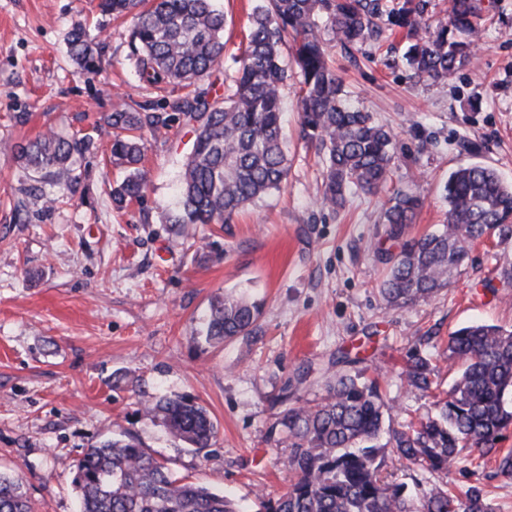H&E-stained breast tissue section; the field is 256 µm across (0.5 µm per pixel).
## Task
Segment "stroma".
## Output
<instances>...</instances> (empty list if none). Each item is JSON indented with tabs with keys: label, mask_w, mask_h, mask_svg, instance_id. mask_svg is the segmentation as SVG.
<instances>
[{
	"label": "stroma",
	"mask_w": 512,
	"mask_h": 512,
	"mask_svg": "<svg viewBox=\"0 0 512 512\" xmlns=\"http://www.w3.org/2000/svg\"><path fill=\"white\" fill-rule=\"evenodd\" d=\"M258 0H217L224 13V69L233 71ZM98 0H0V471L19 476L34 512H79L73 487L84 452L135 436L175 476L257 505L286 492L288 451L269 440L282 405L320 402L338 375L380 374L400 427L432 410V394L401 377L412 354L431 358L440 390L456 329L486 323L512 330V236L475 244L432 299L390 308L380 292L386 259L398 252L384 222L396 190L423 200L412 237L441 228L449 173L480 163L512 184V0H493L472 66L447 82L413 78L405 39L384 32L348 47L328 42L330 64L361 109L396 134L384 192L351 193L345 208L321 207L323 164L300 135L299 74L284 90L288 183L228 224L175 233L173 208L191 137L171 124L148 137L141 168L148 189L123 213L110 192L126 172L113 164L105 115L181 91L139 86L125 28L99 26ZM100 29L99 70H77L71 28ZM90 134L72 196L52 209L22 204L32 180L3 144L47 129ZM477 145L465 151L463 141ZM205 238L206 248L194 239ZM231 290L261 303L253 334L210 345L198 329L212 301ZM162 396L192 399L218 434L196 449L141 411ZM389 472L412 497L438 483L483 489L495 512H512V480L494 463L463 457L432 475L397 461Z\"/></svg>",
	"instance_id": "35a3bbf8"
}]
</instances>
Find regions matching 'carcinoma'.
I'll return each mask as SVG.
<instances>
[{"label":"carcinoma","instance_id":"1","mask_svg":"<svg viewBox=\"0 0 512 512\" xmlns=\"http://www.w3.org/2000/svg\"><path fill=\"white\" fill-rule=\"evenodd\" d=\"M430 0H263L249 20L246 46L235 74L224 76V13L213 0H99L104 18H131V60L139 85L194 87L156 112L145 103L137 110L111 113L112 160L128 170L112 189L118 211L142 198L144 134L172 122L193 135L180 177L177 207L167 223L176 231L187 224H226L238 211L288 178L282 133V90L288 68L300 76L302 128L316 140L326 160L322 203L342 208L354 190L376 194L395 164L394 135L371 115L353 106L343 81L326 61L320 21L341 45L363 43L380 26L406 32L405 65L422 81L452 79L475 59L483 33V0H448V15L428 22ZM292 42V63L281 46ZM69 54L83 70L98 66L95 38L82 26L68 35ZM207 85L199 86L202 80ZM95 149L93 137L52 128L20 147L17 161L35 174L26 189L51 209L72 194L79 181L75 157ZM448 203L443 228L404 241L389 257L380 291L401 307L434 297L461 267L472 243L496 233L512 235V184L483 164L451 171L444 185ZM422 206L419 196L398 191L384 213L388 234L404 237ZM258 304L226 293L212 303L200 335L208 343L251 334ZM448 360L459 374L435 415L388 430L380 445L388 407L375 379L361 373L336 379L315 406L284 407L270 439L289 449L285 466L292 474L285 493L260 500V512H494L480 487L458 495L434 485L414 500L407 485L383 468L385 449L398 460L440 474L462 453L493 459L498 475L512 479V451L496 447L512 425V330L471 324L448 336ZM437 368L418 356L402 372L412 390L427 392ZM191 448H209L217 427L207 410L184 397L143 405ZM81 512H246L236 500L201 484L179 480L130 436L89 448L73 479ZM0 512H32L20 478L0 471Z\"/></svg>","mask_w":512,"mask_h":512}]
</instances>
